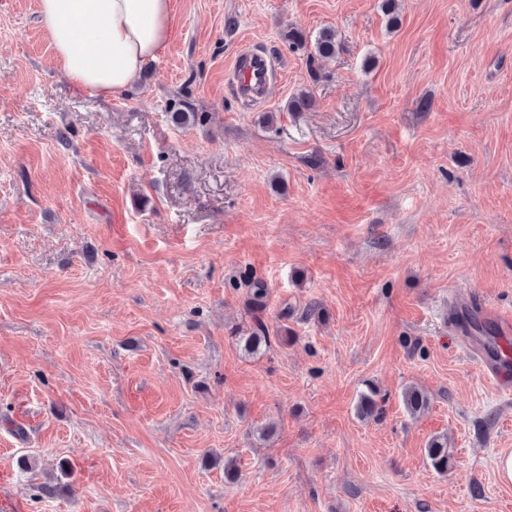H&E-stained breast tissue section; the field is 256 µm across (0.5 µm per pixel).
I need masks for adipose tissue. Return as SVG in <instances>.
I'll return each mask as SVG.
<instances>
[{
  "label": "adipose tissue",
  "mask_w": 512,
  "mask_h": 512,
  "mask_svg": "<svg viewBox=\"0 0 512 512\" xmlns=\"http://www.w3.org/2000/svg\"><path fill=\"white\" fill-rule=\"evenodd\" d=\"M38 18L63 75L107 99L168 49L174 11L172 0H38Z\"/></svg>",
  "instance_id": "1"
}]
</instances>
